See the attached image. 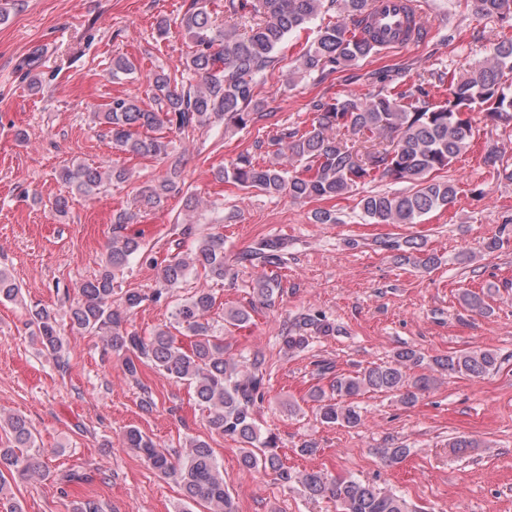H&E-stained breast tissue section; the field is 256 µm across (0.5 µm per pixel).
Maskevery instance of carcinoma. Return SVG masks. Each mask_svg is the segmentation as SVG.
<instances>
[{
    "label": "carcinoma",
    "mask_w": 512,
    "mask_h": 512,
    "mask_svg": "<svg viewBox=\"0 0 512 512\" xmlns=\"http://www.w3.org/2000/svg\"><path fill=\"white\" fill-rule=\"evenodd\" d=\"M470 2L475 15L512 25V0ZM335 7L339 19L321 28L294 60L293 73L319 81L385 47L386 32L361 19L370 0H224L222 24L217 23L209 0H183L178 25L192 43L187 76L174 83L156 70L148 78L146 91L152 107L136 97H116L106 111L94 114L113 149L129 156L170 160L162 179L140 189L133 199L136 208L157 209L181 194L179 161L170 159L168 134L218 123L245 129L263 117L255 77L275 69L278 51L290 36ZM136 70L134 62L123 56L112 59L114 78ZM510 75L512 39H507L496 43L483 62L464 71L418 75L412 90H401L394 80L382 78L378 89L365 99L344 95L315 100L310 125L302 130L282 127L270 141L276 150L267 162L260 165L242 153L217 170L215 179L293 200L335 199L378 176L411 182L415 189L409 192L366 195L360 205L375 224H417L457 197L456 184L440 173L471 149L475 139L471 114L478 110L492 123L512 124ZM129 177L122 167L102 164H78L59 172L70 193L87 198L109 182L122 183ZM183 203L187 219L180 225L175 250L160 267L159 287L150 294L127 291L114 298L116 274L147 250L142 237L128 229L133 215L122 209L113 216L101 269L77 286L69 312L70 331L103 337L122 359L126 377L140 386V408L145 412L153 411L155 401L141 382L143 365L193 389L206 412L207 428L239 443L241 469L272 474L284 484L294 482L311 498H332L337 512H417L405 498L369 483L323 470L288 469L278 436L261 431L256 424L255 410L267 394L266 359L228 353L224 336L207 319L216 304L209 290L200 288L182 299L171 313V322L148 336L128 327L129 315L143 302L166 299L199 269L214 281L234 280L235 273L224 263V235L200 233L194 220L200 201L190 195ZM380 245L398 251L396 259L404 264L431 268L438 263L433 254L415 255L419 244L411 239L402 244L384 240ZM287 255L288 245L278 237L263 238L237 255L238 265L257 264L263 272L251 284L254 301L249 306L224 309L225 331L249 323L256 305L270 307L282 298L278 271L287 264ZM19 294L12 275L0 269V301H14ZM460 300L476 313L489 309L483 294L466 290ZM30 317L36 342L64 364V337L55 314L36 307ZM332 331L322 314L304 313L283 329V349L287 353L303 350L312 336ZM498 364L497 353L490 349L453 351L427 360L419 350L405 346L387 362L336 374L328 387L312 389L309 398L317 405L321 423L353 428L363 423L356 401L365 394L395 393L401 403L412 405L444 376L483 377ZM0 427L12 437L10 447H0V508L22 512L9 495L5 474L21 479L44 474L43 463L33 452L35 432L21 414L0 415ZM124 442L180 487L187 506L204 504L208 512H234L223 464L207 440L186 439L185 452L177 456L136 427L125 431ZM409 452L404 446L377 449L389 465L402 462Z\"/></svg>",
    "instance_id": "1"
}]
</instances>
